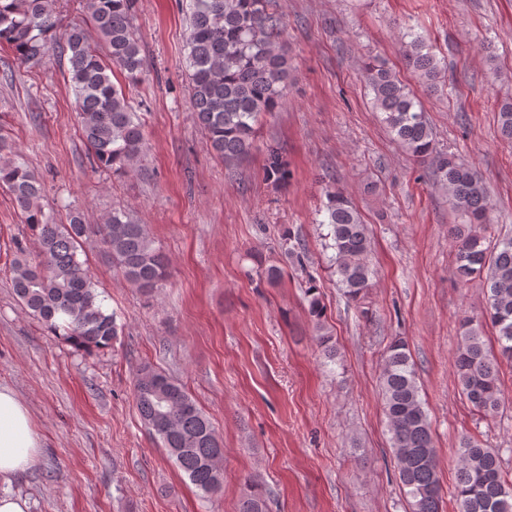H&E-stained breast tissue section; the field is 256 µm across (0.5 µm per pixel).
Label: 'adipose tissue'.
Listing matches in <instances>:
<instances>
[{
	"instance_id": "1",
	"label": "adipose tissue",
	"mask_w": 512,
	"mask_h": 512,
	"mask_svg": "<svg viewBox=\"0 0 512 512\" xmlns=\"http://www.w3.org/2000/svg\"><path fill=\"white\" fill-rule=\"evenodd\" d=\"M39 448L28 408L10 387L0 385V479L30 470Z\"/></svg>"
}]
</instances>
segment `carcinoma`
Masks as SVG:
<instances>
[{"label": "carcinoma", "instance_id": "1", "mask_svg": "<svg viewBox=\"0 0 512 512\" xmlns=\"http://www.w3.org/2000/svg\"><path fill=\"white\" fill-rule=\"evenodd\" d=\"M136 0H84L94 29L107 48L102 59L80 26L61 29L57 0H0V44L23 67L40 65L57 51L68 57L69 78L91 164L114 175L134 171L147 145L143 125L113 70L133 81L145 59L135 36ZM285 29L279 0H191L187 39L194 118L211 150L225 167L247 159L262 117L275 111L283 96L291 63L281 42ZM404 65L428 92L439 91L446 67L428 39L408 29L401 40ZM374 107L393 138L416 161L432 162V176L448 192L461 223L450 229L456 247L455 272L479 278L486 307L479 317L459 322L461 343L454 371L461 393L483 417L502 407L501 363L512 362V236L491 240L487 187L473 167L452 152H439L425 110L397 72L380 61L362 69ZM503 139L512 142V101L499 106ZM267 175L288 182L292 170L276 146L267 148ZM0 185L10 192L24 223L39 243L31 258L17 245L9 264L13 288L30 314L51 334L89 354L109 349L119 334L116 315L107 311L80 250L90 235L99 236L112 265L134 287L151 294L169 274L168 257L155 246L146 226L126 211H114L93 227L80 212L59 224L41 205L43 184L0 133ZM321 223L329 228L331 266L353 302L372 287L366 224L341 193L325 190ZM309 278L305 294L316 323V340L325 359L336 363V346L323 333L324 307ZM496 330L498 352L486 347L483 324ZM379 387L391 434V449L408 512H443L434 436L421 396L407 341L393 338L386 347ZM137 411L196 489L204 495L224 490V444L210 418L178 379L150 363L138 370L134 384ZM460 468L453 496L458 512H512V479L504 475L499 452L471 435L458 444ZM240 512H266L264 495L251 482Z\"/></svg>", "mask_w": 512, "mask_h": 512}]
</instances>
